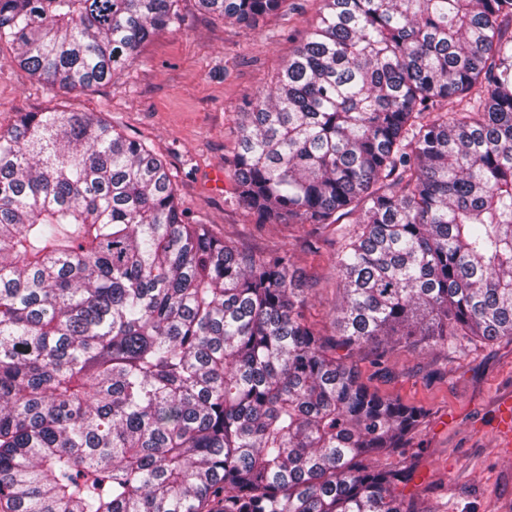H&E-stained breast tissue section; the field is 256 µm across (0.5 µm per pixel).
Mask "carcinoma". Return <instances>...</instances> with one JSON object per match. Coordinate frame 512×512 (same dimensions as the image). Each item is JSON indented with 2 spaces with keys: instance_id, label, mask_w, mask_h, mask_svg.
I'll return each instance as SVG.
<instances>
[{
  "instance_id": "1",
  "label": "carcinoma",
  "mask_w": 512,
  "mask_h": 512,
  "mask_svg": "<svg viewBox=\"0 0 512 512\" xmlns=\"http://www.w3.org/2000/svg\"><path fill=\"white\" fill-rule=\"evenodd\" d=\"M285 2L198 0L244 26ZM322 2L230 171L259 224L354 217L335 343L288 252L194 223L142 142L93 112L0 130V512H418L415 464L379 457L425 413L336 347L512 341V0ZM176 3L0 0V43L87 90Z\"/></svg>"
}]
</instances>
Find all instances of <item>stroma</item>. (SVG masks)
<instances>
[{"mask_svg": "<svg viewBox=\"0 0 512 512\" xmlns=\"http://www.w3.org/2000/svg\"><path fill=\"white\" fill-rule=\"evenodd\" d=\"M319 8V0H287L280 14L242 26L180 0L177 25L144 42L110 81L85 91L37 82L1 43L0 129L24 112H94L144 142L166 163L196 223L242 251L291 254L310 321L337 337L336 250L350 224L257 223L227 176L243 112L273 86ZM218 171L225 178L216 185ZM351 359L371 391L428 414L400 452L417 465L405 494L419 512H512V439L498 433L496 414L498 402L512 397V341L461 336L448 351L395 350L383 371L371 349L353 350Z\"/></svg>", "mask_w": 512, "mask_h": 512, "instance_id": "35a3bbf8", "label": "stroma"}]
</instances>
